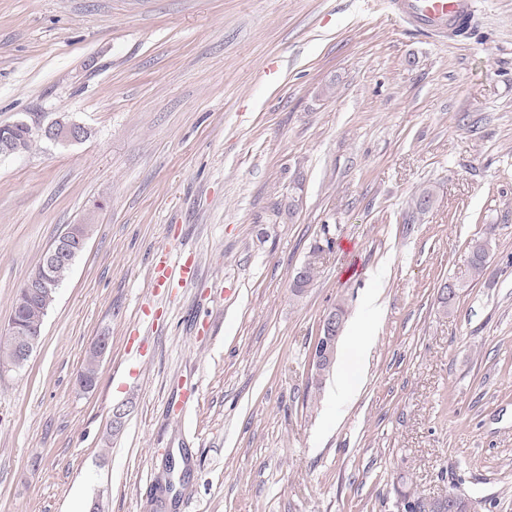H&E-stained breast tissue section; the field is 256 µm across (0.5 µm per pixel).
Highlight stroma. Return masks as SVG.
Segmentation results:
<instances>
[{
  "instance_id": "35a3bbf8",
  "label": "stroma",
  "mask_w": 512,
  "mask_h": 512,
  "mask_svg": "<svg viewBox=\"0 0 512 512\" xmlns=\"http://www.w3.org/2000/svg\"><path fill=\"white\" fill-rule=\"evenodd\" d=\"M63 115L90 137L41 139ZM19 119L0 331L49 245L93 230L27 366L0 371V512H397L403 486L512 512V0L462 36L389 0H0V124ZM476 239L484 273L443 310ZM163 249L198 279L153 293ZM340 302L375 343L343 331L314 390ZM5 125H10L12 128H15L16 126L22 127L18 128V131L13 132L14 135L17 137L16 147L18 148L19 153H23L30 150L34 141V137L31 128L27 127L28 124L24 121H17L13 123L1 124V127H4ZM25 127H27V129H23ZM1 132L2 129L0 131V156L2 157L19 154L17 149L14 147V140L10 137V135H1ZM334 307L340 312L343 320L334 309L328 310L323 315L318 334L309 353L308 365L311 375L319 376L324 369L330 371L335 361L337 340L344 328L346 309L339 303ZM109 347V337L108 336H98L97 340L92 346V350L96 351L98 353H95L94 351L90 350L84 365L82 367V370L80 371L79 375L80 378H85L88 381H93L94 385L97 381V375H98V368H99V358H102Z\"/></svg>"
}]
</instances>
